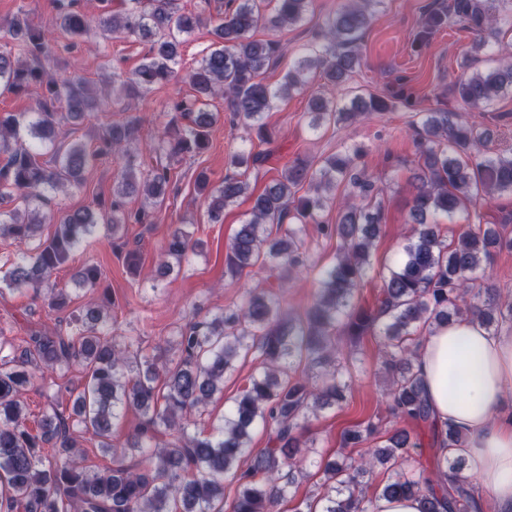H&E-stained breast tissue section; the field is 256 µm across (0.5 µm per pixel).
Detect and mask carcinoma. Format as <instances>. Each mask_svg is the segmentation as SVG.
<instances>
[{
    "label": "carcinoma",
    "mask_w": 512,
    "mask_h": 512,
    "mask_svg": "<svg viewBox=\"0 0 512 512\" xmlns=\"http://www.w3.org/2000/svg\"><path fill=\"white\" fill-rule=\"evenodd\" d=\"M265 2L226 0L224 11L205 17L181 12L176 0H149L147 7L142 0H129L131 7L124 11L99 15L84 13L78 0H56L70 49L92 34L150 43L134 72L112 73V90L128 97L170 82L181 41L203 25L211 27L213 47L189 75L194 94L174 104L151 149V166L141 161L139 122L132 116L104 124L93 144L58 140L63 123L92 114L93 88L83 79L46 77L44 62L54 51L50 35L18 15L7 23L17 52L0 50V89L36 90L41 99L35 112L0 118V201L15 203L0 209V238L30 243L21 255L0 256V293L30 289L49 310H66L69 288L50 282L51 276L96 235L100 222L108 221L112 238L119 240L125 225L146 223L164 204L171 161L208 147L209 130L220 118L207 108L211 98L223 97L234 118L261 131L265 114L301 92L311 71L345 87L360 66L356 46L373 19L371 6L382 0H349L324 19L277 86L263 83L260 76L275 64L279 41L254 40L250 33L260 24L276 31L309 20L313 0H275L269 13ZM504 2L451 0L448 14H429L418 34L421 41L447 20L473 33L460 60L468 74L457 82L455 93L482 110L512 95L511 62L472 69L499 44L500 23L512 27V11L501 10ZM392 105L414 111L419 171L411 182V234L401 257L382 276L376 306L365 308L355 296L371 268L381 221L380 192L369 176L354 171L347 151L317 165L296 158L266 186L239 225L227 268L233 276L255 265L296 273L307 267L302 250L307 225L321 237L339 236L336 260L322 271L317 298L304 316L288 313L276 294L248 288L239 302L212 318L192 317L177 326L170 341L177 355L162 364L143 354L138 339L106 329L113 304L107 294L69 312L64 330L32 331L19 342L0 331V512H224L228 476L235 482L230 512H275L293 499L291 488L305 466L320 475V494L299 501L294 512H371L373 500L363 495V478L375 466L388 473L379 498L413 496L421 512H481L480 497L462 475L465 458L451 453L466 434L433 419L416 361L422 337L452 319H473L495 331L500 321L512 318V304L502 303L494 288H474L477 277L488 278L492 255L512 249V239L489 224H470L450 242L440 224V218H451L486 196L512 195V151H481L489 142L488 130L456 112H417L411 97L402 93L389 99L356 94L343 104L314 96L308 102L310 126L347 123ZM117 156L123 166L98 211L69 212L52 234H44L47 216L41 208L48 204V194L82 188L86 171ZM260 161L259 152L236 155L232 165L238 171L213 188L205 176L198 177L211 220L219 221L225 207L248 193V171ZM340 186L347 202L338 222L328 224L323 214ZM133 196L143 198L136 210L127 208ZM287 218L292 223L285 228ZM197 246L187 225H176L153 276L182 268ZM101 277L98 266L85 264L71 282L83 289L96 286ZM376 332L388 377L387 411L395 419L428 426L431 474L410 464L411 449L419 443L404 428L387 431L386 444L367 455L326 463L317 457L314 444L299 439L298 430L310 417L345 399L352 358L338 357V338L358 340ZM250 353L257 354L259 366L229 412L211 432H190L197 425L194 416L223 392L224 377L235 371L239 357ZM74 370L85 375L80 388L69 385ZM38 373L56 376L68 399L65 404L48 401L34 431L21 394ZM125 406L138 410L144 424L120 447L112 429ZM259 426L269 431L273 447H251L252 431ZM378 433L379 426L369 422L345 432L342 446L356 448ZM82 439L108 454L111 466L99 471L86 465Z\"/></svg>",
    "instance_id": "1"
}]
</instances>
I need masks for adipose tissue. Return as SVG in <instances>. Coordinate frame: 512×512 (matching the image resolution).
Listing matches in <instances>:
<instances>
[{"label": "adipose tissue", "mask_w": 512, "mask_h": 512, "mask_svg": "<svg viewBox=\"0 0 512 512\" xmlns=\"http://www.w3.org/2000/svg\"><path fill=\"white\" fill-rule=\"evenodd\" d=\"M418 364L435 419L469 436L459 450L469 476L485 479L500 512H512V420L498 412L512 387V329L494 334L475 322H449L422 339ZM452 371L466 381L465 394L449 387Z\"/></svg>", "instance_id": "ef3b65f1"}]
</instances>
